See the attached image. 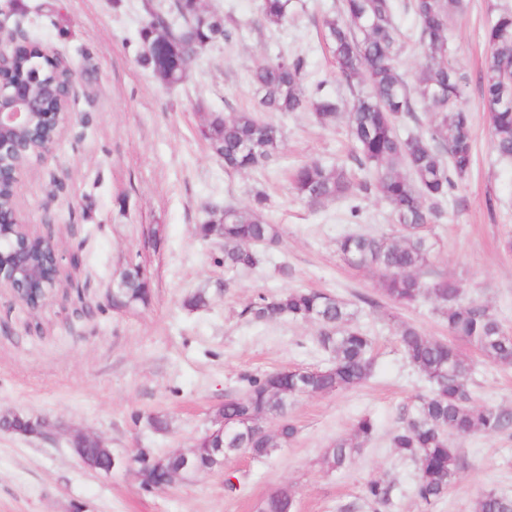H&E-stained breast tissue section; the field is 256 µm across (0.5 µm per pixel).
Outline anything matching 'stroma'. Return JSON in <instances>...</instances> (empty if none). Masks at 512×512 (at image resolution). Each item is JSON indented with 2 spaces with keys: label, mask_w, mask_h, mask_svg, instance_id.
Wrapping results in <instances>:
<instances>
[{
  "label": "stroma",
  "mask_w": 512,
  "mask_h": 512,
  "mask_svg": "<svg viewBox=\"0 0 512 512\" xmlns=\"http://www.w3.org/2000/svg\"><path fill=\"white\" fill-rule=\"evenodd\" d=\"M205 4L238 30L232 41L206 48L170 87L137 61L142 0H0L1 29L24 34L28 48L55 49L76 73L72 119L46 159L20 175L17 207L33 232L53 228L63 257L78 261L73 290L38 312L0 288V414L59 426L51 442L0 431V512H260L284 487L293 512H344L348 504L372 512L363 499L371 479L391 483L390 512H427L413 494L415 464L389 446L428 389L396 326L443 340L448 328L431 300L394 306L376 273L339 257L336 241L345 233L393 232L376 192L311 205L290 183L291 171L309 161L354 164L345 117L353 95L336 78L321 36L323 16L337 12L340 0H293L292 19L279 27L257 24V0ZM505 9L512 0H466L448 23L472 116L474 166L427 227L435 249L421 277L457 281L462 301L489 306L512 334V160L491 146L482 98L486 31ZM300 51L308 56L307 83L325 82L339 102L335 123L320 125L309 112L273 115L283 134L279 159L263 170L225 173L199 134L204 112L252 108L250 70ZM258 192L269 198L281 240L225 284L221 247L196 233L203 207H242ZM155 230L161 239L152 246ZM132 261L149 279L151 300L117 313L107 300ZM289 288L329 292L358 310L374 338L375 372L366 384L298 398L288 410L295 439L263 461L241 451L223 468L162 489L139 487L123 468L104 475L80 465L73 431L99 436L120 458L140 448L187 449L224 400L245 390L247 377L322 364L315 326L258 322L248 312L258 296ZM199 291L207 306L188 309ZM80 298L94 306L92 317L74 316ZM457 346L473 366L476 404L512 409V369L487 362L472 343ZM154 415L168 420V432L149 427ZM364 415L377 424L373 439L346 470L327 471V448ZM458 446L463 466L429 512H474L487 491L512 497V432L478 433Z\"/></svg>",
  "instance_id": "obj_1"
}]
</instances>
